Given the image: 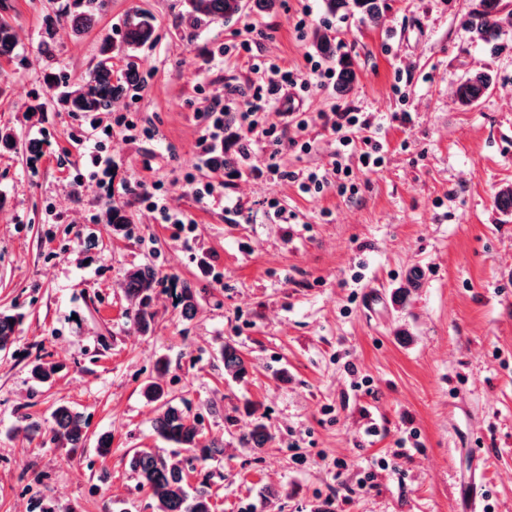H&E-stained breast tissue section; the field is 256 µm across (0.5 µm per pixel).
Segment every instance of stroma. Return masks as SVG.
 Returning a JSON list of instances; mask_svg holds the SVG:
<instances>
[{"label": "stroma", "mask_w": 512, "mask_h": 512, "mask_svg": "<svg viewBox=\"0 0 512 512\" xmlns=\"http://www.w3.org/2000/svg\"><path fill=\"white\" fill-rule=\"evenodd\" d=\"M7 2L21 42L0 64V127L40 151H0V310L25 315L0 353V512H155L128 460L171 451L140 392L161 358L172 397L224 442L188 473L193 485L210 477L213 512H453L477 471L485 512H512V213L495 204L512 185V42L494 52L470 40L475 0H386L378 24L331 16L324 0L195 24L185 0H106L80 35L68 20L76 0ZM140 8L157 19L139 53L143 89L110 113L58 108L45 75L84 76ZM325 28L356 72L343 97L310 74L311 34ZM270 59L308 82L297 121L278 119L250 158L230 150L234 176L210 171L196 141L211 112L244 110ZM484 68L490 90L461 106L457 86ZM37 92L46 109L28 113ZM338 112L371 119L380 167L354 150L337 158ZM106 127L108 188L88 172ZM271 158L281 175L256 174ZM338 160L346 193L332 182L306 194L285 177ZM207 182L213 194L197 196ZM152 186L186 223H161L144 199ZM113 202L131 214L128 232L107 224ZM145 264L195 285L193 320L161 293L153 330L137 329L121 282ZM371 291L382 296L373 308ZM225 341L250 364L244 380L224 375ZM38 359L59 365L51 383L32 379ZM63 402L88 419L84 447L51 440ZM254 414L274 435L263 448L243 440ZM26 415L41 426L28 439L13 433Z\"/></svg>", "instance_id": "stroma-1"}]
</instances>
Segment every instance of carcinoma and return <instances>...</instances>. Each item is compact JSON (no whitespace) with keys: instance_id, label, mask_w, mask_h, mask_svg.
I'll return each instance as SVG.
<instances>
[{"instance_id":"1","label":"carcinoma","mask_w":512,"mask_h":512,"mask_svg":"<svg viewBox=\"0 0 512 512\" xmlns=\"http://www.w3.org/2000/svg\"><path fill=\"white\" fill-rule=\"evenodd\" d=\"M89 5L75 15L70 22L73 34L80 35L91 30L104 0H88ZM187 15L192 21L202 19H228L238 14L243 7L261 14L274 11L280 0H186ZM327 11L335 15L360 14L377 23L383 17L386 0H325ZM468 32L475 42L494 45L497 41L512 36V12H504L501 0H478L475 10L467 21ZM156 30L155 16L148 10L138 9L128 14L123 21L122 57L124 69L117 71L112 65L111 49L100 47V58L95 66L78 83L70 82L66 75L57 74L46 78L47 89H60L58 100L69 112L87 114L110 112L112 106L126 98L133 90L142 88V77L137 68V53L152 42ZM19 36L13 25L0 16V61L10 60L15 54ZM314 46L328 58L336 57V46L326 34L315 36ZM356 74L351 62L338 63L336 94L343 96L353 88ZM493 82L491 71H478L459 84L456 98L460 105L471 107L487 94ZM106 223L114 230H122L133 223L132 217L118 205L106 211ZM165 279L159 271L149 265L127 270L123 289L137 328L147 333L153 329L155 313L152 303L157 288ZM181 316L191 320L197 313L198 303L195 288L187 281H180L172 289ZM19 313L0 312V352L7 351L14 342L22 323ZM224 363V374L233 380H242L249 374V365L241 350L231 342L218 348ZM32 377L40 383H49L56 374V366L35 363ZM145 399L156 404V415L152 421L153 432L176 448L193 453L194 458L207 463L224 453L223 441L205 436L200 421L189 415L175 398L169 396L164 386L151 381L142 389ZM52 440L65 448H82L87 440L86 423L80 412L69 405L60 404L51 413ZM246 443L254 448H263L273 440L270 427L256 419L249 424L244 434ZM128 465L137 475L141 486L148 488L155 500V512H212L210 476L206 475L195 488L187 483L185 460L174 453L158 455L150 450H136Z\"/></svg>"}]
</instances>
